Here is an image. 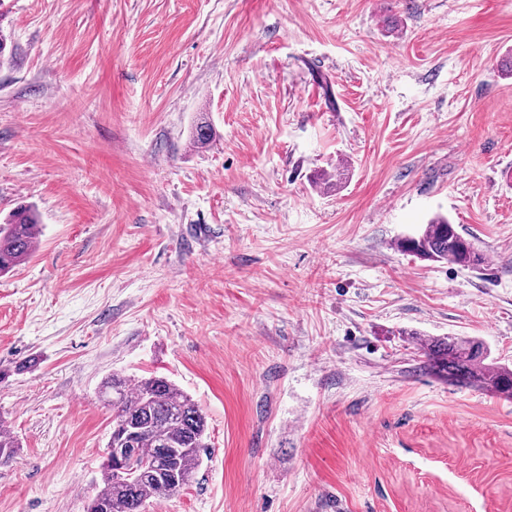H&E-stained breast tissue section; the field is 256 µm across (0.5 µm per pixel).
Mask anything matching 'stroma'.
<instances>
[{"label":"stroma","mask_w":512,"mask_h":512,"mask_svg":"<svg viewBox=\"0 0 512 512\" xmlns=\"http://www.w3.org/2000/svg\"><path fill=\"white\" fill-rule=\"evenodd\" d=\"M0 512H86L112 373L209 448L145 512H512V0H0ZM212 142L194 147L198 123ZM443 214L481 269L399 249ZM40 220L32 208H20L0 225V274L31 257L39 243ZM421 348L429 368L453 385L480 387L512 398V370L494 362L488 347L466 336L429 337Z\"/></svg>","instance_id":"35a3bbf8"}]
</instances>
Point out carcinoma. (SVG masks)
<instances>
[{
	"label": "carcinoma",
	"mask_w": 512,
	"mask_h": 512,
	"mask_svg": "<svg viewBox=\"0 0 512 512\" xmlns=\"http://www.w3.org/2000/svg\"><path fill=\"white\" fill-rule=\"evenodd\" d=\"M39 235L35 210L24 207L11 214L0 225V274L31 257ZM399 247L424 260L467 269L479 268L485 261L474 243L442 214ZM421 348L429 368L448 383L512 398V370L490 360L491 352L482 341L466 336L429 337L421 341ZM100 397L113 411L107 447L123 449L127 472L106 460L101 487L87 512H143L155 496H173L184 489L209 447L206 418L194 399L163 377L133 381L119 374L102 384ZM16 448L11 431L0 423V467L14 459Z\"/></svg>",
	"instance_id": "obj_1"
}]
</instances>
